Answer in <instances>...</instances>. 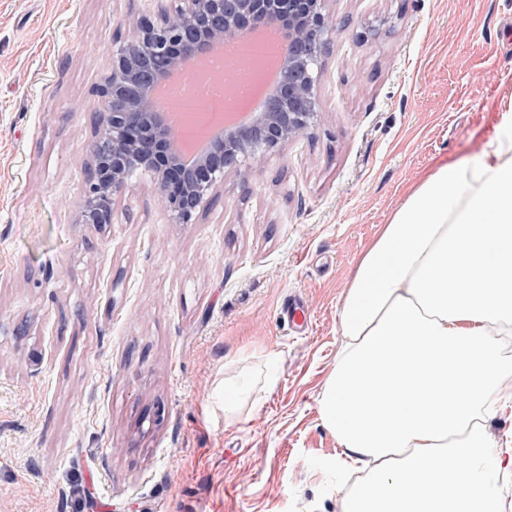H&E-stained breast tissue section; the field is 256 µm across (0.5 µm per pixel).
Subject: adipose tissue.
Listing matches in <instances>:
<instances>
[{
  "instance_id": "obj_1",
  "label": "adipose tissue",
  "mask_w": 512,
  "mask_h": 512,
  "mask_svg": "<svg viewBox=\"0 0 512 512\" xmlns=\"http://www.w3.org/2000/svg\"><path fill=\"white\" fill-rule=\"evenodd\" d=\"M319 400L340 512H501L512 448V106L471 163L435 166L382 225L339 308ZM488 431L501 444L510 442L512 446V397L502 400V409L488 424Z\"/></svg>"
}]
</instances>
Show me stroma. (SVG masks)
Segmentation results:
<instances>
[{
	"instance_id": "35a3bbf8",
	"label": "stroma",
	"mask_w": 512,
	"mask_h": 512,
	"mask_svg": "<svg viewBox=\"0 0 512 512\" xmlns=\"http://www.w3.org/2000/svg\"><path fill=\"white\" fill-rule=\"evenodd\" d=\"M161 8L0 0V512H339L318 400L342 297L409 189L512 105V0H332L314 137L195 223L147 176L77 223L95 89L125 19ZM230 382L252 391L228 419ZM283 326L293 330L302 329L310 323V317L305 307V303L301 298L290 297L283 304Z\"/></svg>"
}]
</instances>
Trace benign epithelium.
Masks as SVG:
<instances>
[{
	"mask_svg": "<svg viewBox=\"0 0 512 512\" xmlns=\"http://www.w3.org/2000/svg\"><path fill=\"white\" fill-rule=\"evenodd\" d=\"M128 26L130 39L112 51V69L97 88L101 112L78 223H112L114 196L147 174L170 223L191 224L226 175L248 181L256 166L317 129V82L337 30L330 0H177ZM260 27L282 40L281 83L249 125L215 132L211 150L186 167L153 86L184 60Z\"/></svg>",
	"mask_w": 512,
	"mask_h": 512,
	"instance_id": "benign-epithelium-1",
	"label": "benign epithelium"
}]
</instances>
